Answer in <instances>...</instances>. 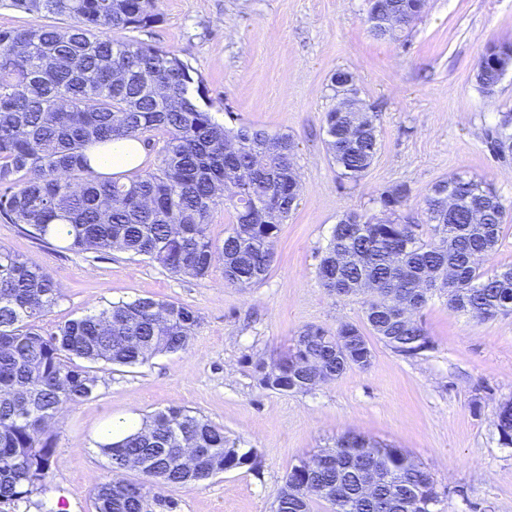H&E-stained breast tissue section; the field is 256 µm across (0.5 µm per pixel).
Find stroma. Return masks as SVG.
Segmentation results:
<instances>
[{
    "instance_id": "obj_1",
    "label": "stroma",
    "mask_w": 512,
    "mask_h": 512,
    "mask_svg": "<svg viewBox=\"0 0 512 512\" xmlns=\"http://www.w3.org/2000/svg\"><path fill=\"white\" fill-rule=\"evenodd\" d=\"M159 22L140 41L174 52L199 78L215 120L289 135L300 199L272 243L261 283L236 288L222 265L196 279L175 276L122 252L75 253L44 243L0 216V246L44 266L63 291L45 330L137 298L198 310L187 350L137 368L101 372L95 397L51 424L52 488L38 505L0 503V512H93V491L109 474L98 441L111 425L179 406L224 428L255 466L224 471L175 492L176 512H274L288 472L357 434L399 448L434 480L433 512H512V446L501 442L495 407L512 399V314L479 321L433 298L417 314L431 340L413 356L372 340L367 369L354 368L306 392L261 389L257 361H272L299 330L363 324L361 297L323 288L317 270L339 219L370 214L388 187L406 184L407 215L455 175L495 187L509 213L486 269L512 264V156L490 135L512 109V71L493 99L474 74L486 48L512 43V0H429L400 41L375 38L367 0H158ZM353 75L374 116L378 151L358 185L342 181L326 151L324 118L337 99L336 71Z\"/></svg>"
}]
</instances>
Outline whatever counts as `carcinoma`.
Instances as JSON below:
<instances>
[{"label": "carcinoma", "mask_w": 512, "mask_h": 512, "mask_svg": "<svg viewBox=\"0 0 512 512\" xmlns=\"http://www.w3.org/2000/svg\"><path fill=\"white\" fill-rule=\"evenodd\" d=\"M395 39L421 12V0H390ZM39 18L64 16L65 27L33 24L0 30V214L38 240L55 239L77 253L120 251L176 276L205 277L222 261L224 281L251 288L269 273L271 243L297 204L294 144L286 134L227 129L212 116L202 80L175 54L114 30L138 31L160 20L157 0H11ZM502 74L478 64L480 93L494 96ZM326 146L341 179L358 184L378 150L366 112L329 111ZM136 139L157 147L144 173H97L86 155L93 143ZM493 151L512 155V112L499 113ZM411 189L387 188V218L350 214L339 221L318 267L322 287L364 300L370 331L402 355L428 348L429 337L408 313L440 289L448 306L485 321L512 312V266L492 272L506 215L492 185L453 176L423 197V223L402 207ZM220 206L234 210L224 239L209 224ZM62 298L38 263L0 247V501L27 503L51 479L55 438L47 431L63 409L96 396V366L137 367L157 354L187 349L200 316L170 300L118 301L45 333L39 326ZM372 347L361 326L336 331L310 326L288 351L254 366L258 385L288 392L312 388L316 366L334 379L365 369ZM110 477L95 488L98 512H150L151 502L176 507L169 493L226 470L255 464L253 449L234 447L224 428L181 407H168L140 428L98 443ZM196 448L193 467L181 449ZM322 465L292 468L275 512H431L434 482L398 448L347 437L322 452ZM142 462V482L124 477L125 462ZM381 471L388 483L370 498L357 473Z\"/></svg>", "instance_id": "1"}]
</instances>
